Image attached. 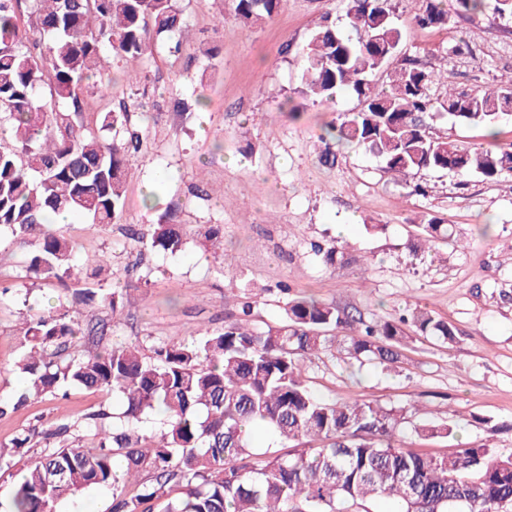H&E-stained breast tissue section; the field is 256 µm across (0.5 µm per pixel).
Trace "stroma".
I'll use <instances>...</instances> for the list:
<instances>
[{"instance_id": "35a3bbf8", "label": "stroma", "mask_w": 512, "mask_h": 512, "mask_svg": "<svg viewBox=\"0 0 512 512\" xmlns=\"http://www.w3.org/2000/svg\"><path fill=\"white\" fill-rule=\"evenodd\" d=\"M184 12L183 52L155 47L145 61L147 91H131L124 68L112 66V84L85 96L84 122L98 128L106 112L126 109L143 138L127 180L123 213L99 226L80 218L53 225L69 239L76 258L107 253L130 302L120 317L76 303L58 283L31 282L25 266L29 245L0 234V397L23 385L16 370L20 325L31 312L58 305L81 317L102 337L81 336L73 350L99 344L158 340L189 341L200 327L222 328L254 305L257 327L282 313L279 285L336 303L365 321L392 320L423 308L456 327L454 343L412 338L398 368L350 365L338 351L306 362L310 386L329 401L369 399L411 409L403 430L407 447L446 455L458 444H489L512 451V175L485 180L421 170L407 194L382 162L345 148L328 167L319 159L326 123L340 121L358 101L343 94L335 103L302 99L296 92L307 39L323 14L345 27L344 0H284L264 24L248 27L231 16V0H177ZM402 31L400 54L444 63L457 88L492 86L512 69V20L485 13L452 16L447 27H421L411 20L413 0H393ZM465 38L472 54L455 57L449 47ZM218 48L216 59L206 51ZM432 131L468 146L512 149V123L495 134L445 116ZM159 207L179 205L189 236L176 254L143 248L135 230L150 223L145 197ZM437 218L455 225L462 246L437 242L416 257L405 244L419 223ZM224 227V251L215 253L203 225ZM382 232H373V225ZM491 225L489 235L478 232ZM345 236L352 245L347 266L327 268L313 247ZM140 261L151 273L140 285L127 266ZM105 399L74 389L67 399L29 403L0 418V445L24 429L44 428L69 415L97 410ZM447 425L450 438H425L417 424Z\"/></svg>"}]
</instances>
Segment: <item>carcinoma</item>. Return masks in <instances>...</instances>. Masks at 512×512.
<instances>
[{
    "mask_svg": "<svg viewBox=\"0 0 512 512\" xmlns=\"http://www.w3.org/2000/svg\"><path fill=\"white\" fill-rule=\"evenodd\" d=\"M414 20L429 27L450 21L441 0H415ZM456 12L512 19V0H455ZM283 0H234V17L258 25ZM30 28L20 25L22 14ZM392 0H348L343 34L329 15L311 33L297 94L333 102L343 92L359 109L325 125L321 161L332 165L338 146L361 149L384 163L393 180L417 193L409 177L423 169L493 180L512 173V151L461 145L436 136L430 122L448 114L489 132L512 120V72L469 93L453 73L414 59L388 75L370 76L398 51L401 32ZM175 0H0V231L29 243L26 276L66 285L74 277L73 245L51 232L30 236L48 216L67 210L95 224L115 221L124 209L130 157L141 150L139 132L124 112H107L96 131L81 122L83 95L110 79L111 60L145 61L158 39L182 31ZM109 45L112 58L103 55ZM446 85L439 100L432 87ZM451 224L431 218L415 252L454 240ZM134 241L175 254L186 244L172 206L134 233ZM349 244L315 247L323 262L342 267ZM281 320L264 329L248 324L252 303L221 330L208 328L187 342L160 341L151 355L136 343L95 352H69L84 334L66 309L25 320L16 369L25 387L0 399V417L38 398H65L77 388L120 401L111 424L104 407L55 423L41 435L16 434L0 450V471H10L24 449L37 461L9 490L7 512H56L82 491L112 489L111 512H512V453L486 445L450 455H424L403 446L408 410L376 401H328L316 396L304 373L306 359L335 347L361 364L393 366L408 333L440 343L456 328L416 309L397 321L367 324L333 303L288 296ZM75 299L115 314L128 303L125 288L83 289ZM162 415L150 434L140 423ZM275 437L265 448L249 432Z\"/></svg>",
    "mask_w": 512,
    "mask_h": 512,
    "instance_id": "cac0c4a2",
    "label": "carcinoma"
}]
</instances>
